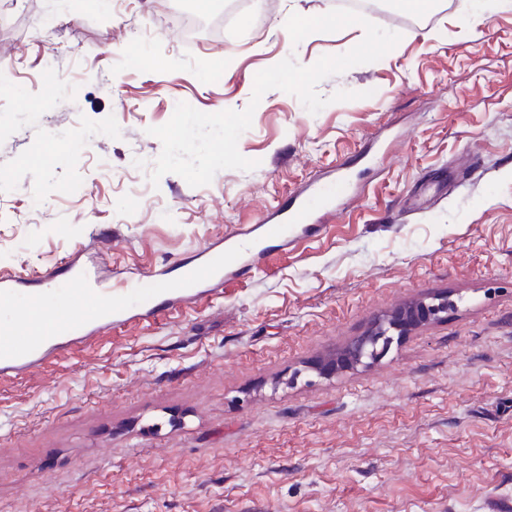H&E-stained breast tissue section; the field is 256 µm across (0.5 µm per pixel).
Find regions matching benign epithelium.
Segmentation results:
<instances>
[{
    "instance_id": "1",
    "label": "benign epithelium",
    "mask_w": 512,
    "mask_h": 512,
    "mask_svg": "<svg viewBox=\"0 0 512 512\" xmlns=\"http://www.w3.org/2000/svg\"><path fill=\"white\" fill-rule=\"evenodd\" d=\"M447 310L448 300L443 298L438 303L419 301L399 308L387 323L379 325L369 335L351 341L336 354L318 360L312 370L318 376L328 378L367 360H380L389 353L395 338Z\"/></svg>"
}]
</instances>
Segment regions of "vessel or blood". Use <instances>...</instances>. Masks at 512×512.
Segmentation results:
<instances>
[{
	"label": "vessel or blood",
	"mask_w": 512,
	"mask_h": 512,
	"mask_svg": "<svg viewBox=\"0 0 512 512\" xmlns=\"http://www.w3.org/2000/svg\"><path fill=\"white\" fill-rule=\"evenodd\" d=\"M329 194V185L314 184L305 199L294 201L289 209H275L256 223L225 235L223 242L202 250L200 267L185 268L176 279L161 273L144 275L136 301L104 302L78 318L64 313L46 318L38 300H30L29 309L38 313L40 319L27 326L14 325L11 337L0 340V375L44 363L63 345L84 342L126 321L139 318L155 322L173 315L175 306L163 304V297L173 294L193 304L207 300L225 275L258 271L267 244L279 241L287 246L304 238L319 218L318 205L328 202ZM66 274L68 295L100 296V289L89 285L86 267L71 264Z\"/></svg>",
	"instance_id": "obj_1"
}]
</instances>
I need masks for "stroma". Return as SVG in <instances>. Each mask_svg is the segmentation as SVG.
Segmentation results:
<instances>
[{
  "mask_svg": "<svg viewBox=\"0 0 512 512\" xmlns=\"http://www.w3.org/2000/svg\"><path fill=\"white\" fill-rule=\"evenodd\" d=\"M335 7L270 0L185 41L206 0H0V272L43 288L78 260L118 300L346 182L268 273L0 378V512H512V0L399 12L397 46L323 79L319 113L262 96L238 140L255 169L149 180L178 103L241 111L260 70L356 46L357 24L289 37ZM437 296L456 307L381 360L312 371Z\"/></svg>",
  "mask_w": 512,
  "mask_h": 512,
  "instance_id": "obj_1",
  "label": "stroma"
}]
</instances>
